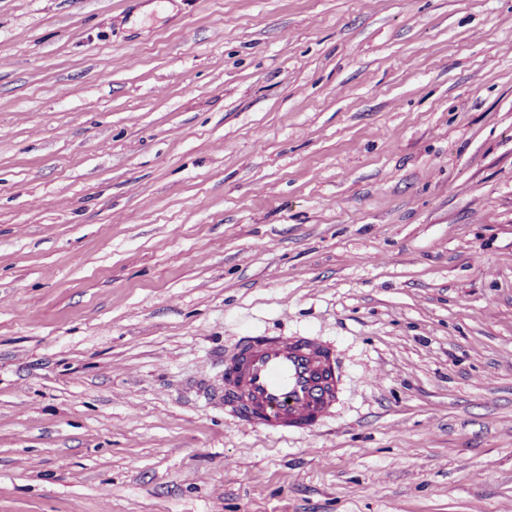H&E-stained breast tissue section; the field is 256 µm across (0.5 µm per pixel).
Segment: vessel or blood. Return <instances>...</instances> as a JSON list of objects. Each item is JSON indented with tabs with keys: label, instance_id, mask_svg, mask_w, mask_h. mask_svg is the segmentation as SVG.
<instances>
[{
	"label": "vessel or blood",
	"instance_id": "obj_1",
	"mask_svg": "<svg viewBox=\"0 0 512 512\" xmlns=\"http://www.w3.org/2000/svg\"><path fill=\"white\" fill-rule=\"evenodd\" d=\"M336 358L312 336H249L224 362L232 413L275 432H308L336 406Z\"/></svg>",
	"mask_w": 512,
	"mask_h": 512
}]
</instances>
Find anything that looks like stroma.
I'll return each mask as SVG.
<instances>
[{
    "mask_svg": "<svg viewBox=\"0 0 512 512\" xmlns=\"http://www.w3.org/2000/svg\"><path fill=\"white\" fill-rule=\"evenodd\" d=\"M512 0H0V512H512ZM336 349L312 433L212 390Z\"/></svg>",
    "mask_w": 512,
    "mask_h": 512,
    "instance_id": "stroma-1",
    "label": "stroma"
}]
</instances>
